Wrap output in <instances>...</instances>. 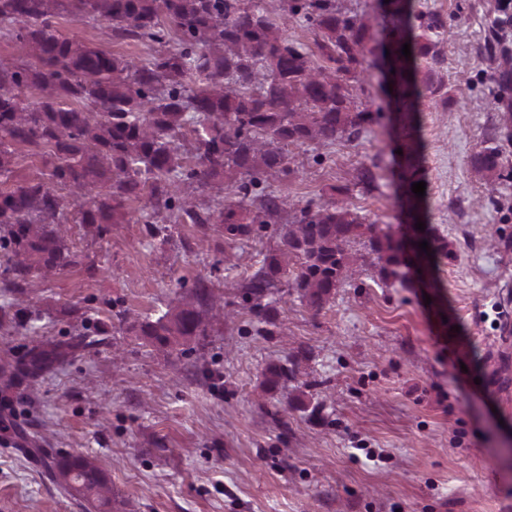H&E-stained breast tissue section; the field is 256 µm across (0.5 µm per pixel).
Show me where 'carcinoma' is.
Segmentation results:
<instances>
[{
  "mask_svg": "<svg viewBox=\"0 0 512 512\" xmlns=\"http://www.w3.org/2000/svg\"><path fill=\"white\" fill-rule=\"evenodd\" d=\"M398 4L381 25L399 34L389 51L403 74L414 61L402 55V45L416 36L411 0ZM280 10L277 23L258 0H0V26L34 60L0 66V177L13 171L15 146L39 151L49 167L46 177L0 190V252L9 274L0 295L32 288L37 278L71 263L60 231L70 205L78 223L103 229L128 223L127 202L146 195L150 211L141 215L143 223L175 209L178 221L222 225L230 241L250 235L254 224L271 223L286 201L264 184L291 172L288 146L330 145L372 120L347 84L364 54L367 28L336 0H281ZM60 12L101 21L119 41L163 47L174 31L178 46L138 65L59 35L52 18ZM297 16L318 36L324 64L288 38V22ZM25 89L38 97L23 98ZM70 98L81 106L68 105ZM189 118L197 163L186 168L176 140ZM472 169L490 183L512 178L495 147L475 152ZM252 194L259 200L253 216L237 200ZM294 224L279 253L266 257L245 284L252 311H260L294 257L295 288L320 312L351 276L357 257L349 244L365 230L388 263L405 262L392 236L364 226L345 207L307 205ZM214 307L212 289L197 283L192 302L168 308L146 325V334L161 346L204 336V316ZM65 355L63 347H33L12 370H0L4 386L20 375L38 380ZM49 477L70 494L112 505V488L88 456L60 457Z\"/></svg>",
  "mask_w": 512,
  "mask_h": 512,
  "instance_id": "obj_1",
  "label": "carcinoma"
}]
</instances>
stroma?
Instances as JSON below:
<instances>
[{"instance_id":"stroma-1","label":"stroma","mask_w":512,"mask_h":512,"mask_svg":"<svg viewBox=\"0 0 512 512\" xmlns=\"http://www.w3.org/2000/svg\"><path fill=\"white\" fill-rule=\"evenodd\" d=\"M446 29L416 60L412 129L372 54L349 90L374 120L329 146L289 145L291 172L270 192L298 206L333 203L401 236L407 195L425 182L423 221L442 255L433 278L391 276L368 236L350 245L352 277L320 313L292 277L265 298L272 334L244 286L294 221L229 241L218 224H145L106 234L68 222L72 262L0 314V361L34 345L76 349L38 382L10 391L14 433L0 440V512H95L59 492L43 456L96 458L112 512H512V179L480 180L471 156L512 163V29L482 49L486 0H413ZM58 32L147 63L155 45L115 42L68 14ZM205 282L224 299L191 352L140 329ZM290 368L276 388L271 365ZM383 461L366 458L365 449Z\"/></svg>"}]
</instances>
